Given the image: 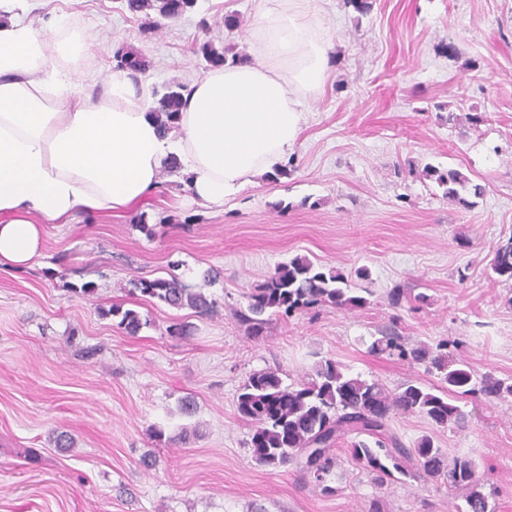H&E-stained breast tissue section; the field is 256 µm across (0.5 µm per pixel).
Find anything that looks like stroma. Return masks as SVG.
I'll return each instance as SVG.
<instances>
[{
  "instance_id": "stroma-1",
  "label": "stroma",
  "mask_w": 512,
  "mask_h": 512,
  "mask_svg": "<svg viewBox=\"0 0 512 512\" xmlns=\"http://www.w3.org/2000/svg\"><path fill=\"white\" fill-rule=\"evenodd\" d=\"M254 7L198 0L150 34L119 0H52L32 19L55 14L93 39L76 81L111 68L110 50L122 45L145 57V78L159 88L207 73L196 51L206 41L254 61ZM317 8L334 53L287 176L256 177L220 212L169 192L120 217L47 224L31 267L0 268V512H369L374 502L381 512H462L461 492L440 484L399 475L375 485L343 440L330 494L294 467L257 466L235 404L251 372L278 367L299 380L327 358L390 389L439 384L425 365L369 353L391 328L409 348L458 341L477 375L512 378V282L489 268L512 236V0ZM229 14L240 19L232 30ZM428 165L459 170L484 196L470 208L449 201ZM167 215L180 226L162 224ZM296 256L343 273L367 305L312 308L249 335L234 310ZM210 268L217 281L205 279ZM168 271L215 299V314L132 294V279ZM86 282L94 295L74 293ZM396 288L405 298L394 306ZM420 293L428 303L413 308ZM114 304L146 327L126 335L105 314ZM175 322L189 325L186 339L168 336ZM187 399L190 416L180 411ZM461 407L459 426L413 415L392 428L405 444L429 434L448 455L473 457L496 489L495 512H512V398L478 395ZM60 432L73 447H56ZM147 453L150 469L138 465Z\"/></svg>"
}]
</instances>
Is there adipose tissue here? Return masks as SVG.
I'll return each mask as SVG.
<instances>
[{"label":"adipose tissue","instance_id":"ef3b65f1","mask_svg":"<svg viewBox=\"0 0 512 512\" xmlns=\"http://www.w3.org/2000/svg\"><path fill=\"white\" fill-rule=\"evenodd\" d=\"M311 2L256 0L259 63H228L191 81L176 137L161 134L148 85L134 73L109 71L100 94L73 80L87 37L60 20L48 33L20 19L49 0H0V265H30L44 225L120 215L160 188L169 158L208 207L284 166L332 52Z\"/></svg>","mask_w":512,"mask_h":512}]
</instances>
